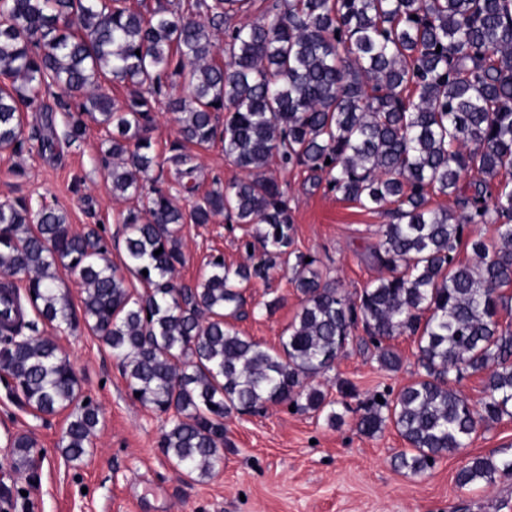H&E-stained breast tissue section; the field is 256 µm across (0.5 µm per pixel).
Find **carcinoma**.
<instances>
[{
  "instance_id": "carcinoma-1",
  "label": "carcinoma",
  "mask_w": 512,
  "mask_h": 512,
  "mask_svg": "<svg viewBox=\"0 0 512 512\" xmlns=\"http://www.w3.org/2000/svg\"><path fill=\"white\" fill-rule=\"evenodd\" d=\"M250 2L142 12L129 0H0V152L51 154L94 124L105 132L112 197L129 203L119 268L99 227L74 233L56 209L0 202V380L39 413L68 412L60 450L83 461L99 406L57 343L36 335L40 322L59 332L82 323L121 360L138 402L175 411L160 446L205 477L223 463L234 413L285 403L336 426L337 402L313 381L357 328L386 370L401 363L388 342L415 336L418 378L372 396L357 428L373 436L393 426L407 445L395 466L423 475L477 427L512 415V327L501 322L512 309L502 292L512 286V183H492L512 175V0H275L261 20L232 23ZM105 83L121 85L123 98ZM176 83L186 94L172 92ZM50 87L61 91L52 106ZM161 106L179 126L175 188L153 177ZM34 108L45 115L28 133ZM217 138L246 178L200 195L188 148ZM273 163L325 176L328 190L364 209L388 207L372 251L387 275L353 299L289 250L293 218L286 190L266 176ZM472 172L468 193L461 181ZM182 194L193 198L187 210ZM438 195L455 209L433 204ZM219 215L251 227L243 247L260 257L236 267L214 257L195 286L177 283L183 225ZM471 224L494 225L501 247L464 238ZM463 241L471 263L457 260ZM282 265L301 308L274 350L230 320L245 315L249 285ZM61 269L83 288L79 314L60 291ZM127 273L143 291L127 286ZM24 303L36 319H24ZM467 372L487 374L479 410L454 388ZM12 448L13 469L28 472L35 441L20 436ZM511 473L512 455L476 456L456 482Z\"/></svg>"
}]
</instances>
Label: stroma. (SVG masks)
<instances>
[{"label": "stroma", "mask_w": 512, "mask_h": 512, "mask_svg": "<svg viewBox=\"0 0 512 512\" xmlns=\"http://www.w3.org/2000/svg\"><path fill=\"white\" fill-rule=\"evenodd\" d=\"M104 133L91 128L86 138L61 145L54 154L0 153V201L25 198L32 211L51 207L65 214L74 230L99 225L109 241L113 263H120L122 202L112 197L101 163ZM200 190L215 181L242 178L224 155L223 142L196 148ZM24 176H16V169ZM269 176L287 187L294 219V249L315 259L339 288L356 295L384 270L369 256L379 240L383 213L342 200L326 186H314L311 173L270 166ZM246 226L226 224L223 217L205 225H184L185 262L177 279L197 283L214 255L227 265L246 263L239 241ZM282 268L246 292V315L235 327L264 347L280 337L300 309L301 297ZM281 303L273 312L264 305ZM356 331L332 371L319 382L329 398H341L340 381L355 384L344 399L343 420L329 426L324 417L270 405L258 413L235 414L224 422V462L212 476L185 475L159 446L171 425L165 415L132 399L121 364L87 329L57 334L56 340L80 381L83 394L100 407V423L83 462L67 461L58 444L65 413L45 416L33 411L0 382V475L11 468V440L34 439L42 451L39 479L28 486L15 476L14 486L28 488L27 512H512V475L490 485L459 486L456 474L474 456L512 453V417L480 428L468 448L449 455L415 476L397 469L394 458L405 443L394 428L375 436L360 433L356 422L373 393L394 392L417 378L414 337L400 336L391 345L401 357L398 370L381 369L374 349L361 347Z\"/></svg>", "instance_id": "1"}]
</instances>
